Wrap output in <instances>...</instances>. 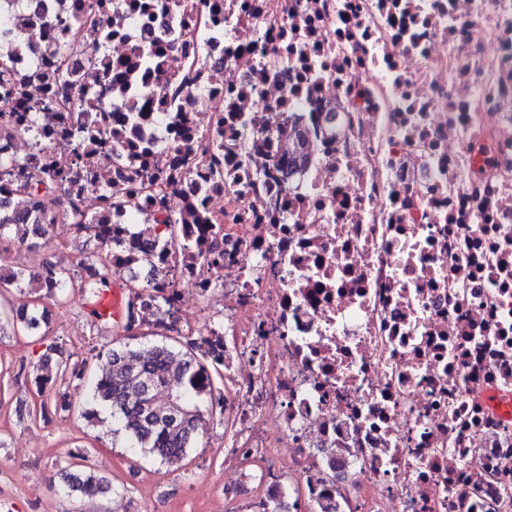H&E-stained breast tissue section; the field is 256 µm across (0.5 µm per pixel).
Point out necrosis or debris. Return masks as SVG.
<instances>
[{
  "label": "necrosis or debris",
  "instance_id": "4bbe7bcc",
  "mask_svg": "<svg viewBox=\"0 0 512 512\" xmlns=\"http://www.w3.org/2000/svg\"><path fill=\"white\" fill-rule=\"evenodd\" d=\"M46 4L0 0L29 101L70 38L48 16L98 21L69 111L0 155L107 116L61 196L111 224L115 278L165 288L139 320L219 318L224 512H512V0ZM136 170L169 186L134 224L100 189Z\"/></svg>",
  "mask_w": 512,
  "mask_h": 512
}]
</instances>
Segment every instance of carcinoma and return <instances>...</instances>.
<instances>
[{
	"instance_id": "1",
	"label": "carcinoma",
	"mask_w": 512,
	"mask_h": 512,
	"mask_svg": "<svg viewBox=\"0 0 512 512\" xmlns=\"http://www.w3.org/2000/svg\"><path fill=\"white\" fill-rule=\"evenodd\" d=\"M72 50L69 42L51 47L50 53L56 57L52 80L71 74L69 54ZM67 108L66 101L51 94L25 107L30 118L23 127L18 125L13 112L0 109V137L24 135L37 144L44 135L42 114L63 112ZM101 134L100 119L88 114L74 123L71 141L58 163L30 166L17 160L0 159V175L9 168H21V176L12 181L11 186L17 198L35 193L46 198V215L44 222L34 227L36 236L45 237L55 224H70L79 232L95 225L94 213L76 206H63L55 192L59 185L78 174L82 149L96 143ZM163 189L164 181L150 176L127 191L114 190L112 184H106L102 187V196L107 201L118 197L119 205L135 217L139 195ZM28 280V272L20 267L9 266L7 275L0 276L4 287L13 289L12 301L5 306L0 304V334L6 324L15 332H31L49 326L46 302L62 305L72 292L85 298L84 316L92 324L101 319L97 303L102 291L113 283L107 275L85 279L75 266L51 265L45 269V294L36 298L26 291ZM131 282L139 287V292H127L123 316L117 322L126 341L107 352L108 371L94 377L88 371L83 354L67 353L55 340L46 344L45 352L31 370L40 410L34 409L28 415L46 417L51 400L55 401V408L68 411L61 388L74 381L86 382L91 388L93 404L110 411L116 420L118 428L112 433L123 432L160 463L179 469L200 432L209 426H224V413L216 411L211 400V386L224 383V337L218 326L211 329L207 337L180 332L172 336L173 343L155 345L148 354H143L130 341L145 335L136 307L147 285L131 277L122 288H128ZM60 472L68 496L83 504H92L109 492L117 493L112 480L89 463V451L85 448L69 451Z\"/></svg>"
}]
</instances>
